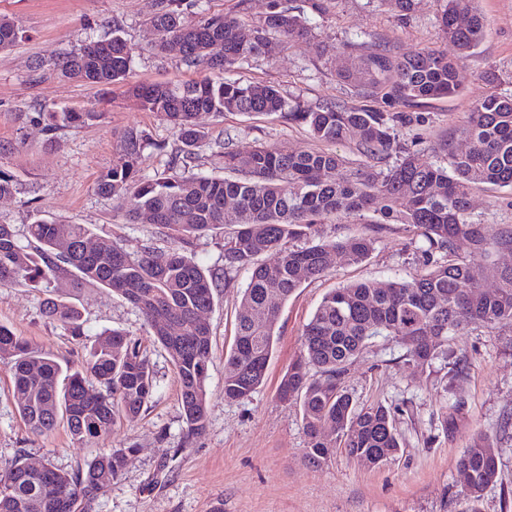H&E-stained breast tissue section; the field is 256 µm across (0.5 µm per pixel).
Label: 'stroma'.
I'll use <instances>...</instances> for the list:
<instances>
[{
    "instance_id": "obj_1",
    "label": "stroma",
    "mask_w": 512,
    "mask_h": 512,
    "mask_svg": "<svg viewBox=\"0 0 512 512\" xmlns=\"http://www.w3.org/2000/svg\"><path fill=\"white\" fill-rule=\"evenodd\" d=\"M484 24L482 43L461 61L468 76L462 95L432 100L415 110L411 122L397 126L400 143L422 162L443 165V139L464 150L462 136L472 105L487 87L484 71L500 75L498 89L512 94V0H477ZM151 0H0V15L18 24L25 37L0 50V173L17 184L0 197V224L24 235L32 211L85 224L111 238L128 254L184 249L204 269L224 264V239L208 235L182 244L146 220L126 223L119 200L100 195L96 184L120 150V134L146 130L155 143L144 151L146 176L163 173L176 129L143 111L132 98L103 93L99 87L51 74L49 63L88 39L120 26L133 48L132 83H163L196 78L179 52L153 50L147 23ZM437 0H416L407 16H395L380 0H330L318 19L314 39L286 45L275 59L258 58L235 69L233 78L270 81L286 96L306 104L349 102V85L336 78L347 62V41L386 42L413 54L449 43L437 22ZM58 112L93 109L99 121L60 126L47 137L37 121L39 106ZM211 142L228 140L246 152L263 144L303 152L317 146L305 127L280 114H224L204 121ZM471 216L480 224L512 225V190L476 187ZM321 240L368 235L374 248L359 264L334 261L326 276L305 284L281 304V336L264 384L247 398L224 399V355L234 336L235 315L248 275L231 271L214 293L204 318L211 329L212 363L207 381L208 427L187 439L179 385L167 353L154 343L150 327L122 297L97 287L83 289L76 305L83 336L75 338L42 315L44 294L26 284L0 288V324L24 336L56 360L72 365L86 358L85 347L106 329L125 330L149 358L155 391L135 418L121 419L99 444L72 438L66 427L37 436L19 416L8 366L0 363V466L17 458L51 463L64 473L84 469L102 448L133 447L121 475L99 490L90 512H465L457 460L472 438L494 434L500 453L499 478L484 493L481 512H512V324L471 327L449 340L447 362L426 371L405 368L401 348L375 337L349 367L345 385L361 404L395 409L402 439L399 454L369 468L335 452L321 464L309 461L308 437L298 404H285L277 387L301 351V334L326 293L356 281L384 283L409 278L422 267L424 240L404 224H362L342 218L316 225Z\"/></svg>"
}]
</instances>
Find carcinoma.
<instances>
[{
    "instance_id": "1",
    "label": "carcinoma",
    "mask_w": 512,
    "mask_h": 512,
    "mask_svg": "<svg viewBox=\"0 0 512 512\" xmlns=\"http://www.w3.org/2000/svg\"><path fill=\"white\" fill-rule=\"evenodd\" d=\"M475 0H440L438 24L461 56L482 42L483 21ZM246 0L222 15L204 16L188 26L183 8L205 12L203 0H152L149 23L153 49L176 41L182 61L211 73H228L258 57L275 55L285 43L314 37L313 17L327 12V0H270L269 10L242 32ZM21 31L0 17V50L11 47ZM356 51L338 77L353 88L356 103L309 106L290 101L278 86L220 82L203 75L189 81L137 83L125 94L179 132L180 146L170 154V174L141 173L150 135L129 128L112 169L98 190L121 198L127 223L143 213L153 224L183 240L209 233L224 235V269L248 273L236 315L232 347L224 356V400L238 401L266 380L279 336V309L304 284L326 275L333 256L361 263L374 239L352 236L315 240V226L333 218L355 217L363 224H409L421 230L428 247L422 270L408 280L385 284L364 281L327 293L302 333L300 357L288 366L278 397L300 406L309 438L307 456L321 464L340 448L368 467L394 459L402 448L391 409L381 403L360 406L344 387L348 366L376 336H388L403 350L404 366L420 371L448 358V337L469 325L494 328L512 323V265L495 260L512 255V226L478 224L470 215V194L479 184L512 187V95L497 91L499 75L484 73L487 94L469 112L462 134L469 148L446 144L448 163H422L398 141L395 126L411 121L408 110L430 100L460 94L466 76L448 53L427 49L400 54L387 43L348 42ZM132 48L112 27V36L89 40L54 63L52 73L103 88L124 84ZM226 112L280 113L305 126L318 143L351 145L354 158L314 149L293 153L259 145L247 153L224 143L219 164L236 178L194 171L196 151L204 144L202 120ZM101 116L42 110L38 120L52 136L62 123L82 125ZM23 244L8 224H0V288L17 283L51 287L62 278L71 287H104L139 311L154 342L176 369L186 438L208 425L207 380L211 332L199 319L214 302L219 273L202 268L183 251L145 252L132 257L116 242L84 224L48 220L38 212L26 225ZM95 239L87 252L83 243ZM304 245H298V242ZM274 253L277 260L262 257ZM496 286L475 285L474 261ZM46 319L83 335L77 306L57 295L46 299ZM0 359L12 372L16 408L31 432L43 435L63 422L80 442L112 432L118 419L140 414L154 392L149 361L138 341L118 329L105 330L88 358L65 369L29 340L0 325ZM99 385V390L90 384ZM132 448L100 451L85 469L63 473L45 464L32 468L21 458L0 469V512H76L79 502L121 474ZM465 471L467 512H481L485 490L497 482L499 453L494 438L476 437L458 460Z\"/></svg>"
}]
</instances>
